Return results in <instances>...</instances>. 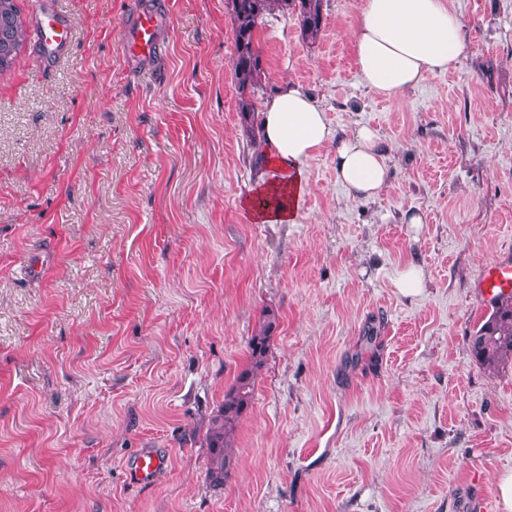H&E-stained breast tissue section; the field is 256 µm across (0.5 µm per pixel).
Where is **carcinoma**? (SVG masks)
Listing matches in <instances>:
<instances>
[{"label":"carcinoma","mask_w":512,"mask_h":512,"mask_svg":"<svg viewBox=\"0 0 512 512\" xmlns=\"http://www.w3.org/2000/svg\"><path fill=\"white\" fill-rule=\"evenodd\" d=\"M234 31V84L238 112L252 147L254 158L261 157L259 103L267 92L268 77L256 35L265 19L277 12L296 16L301 34L316 40L324 23V0H228ZM28 27L16 0H0V48L24 47ZM276 314L269 312L248 341V361L224 394V401L211 419L206 435L210 448L208 479L215 486L224 484L232 466L234 435L255 392V379L263 367ZM477 362L488 372H497L512 363V297L492 307L487 320L471 336Z\"/></svg>","instance_id":"1"}]
</instances>
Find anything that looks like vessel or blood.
I'll use <instances>...</instances> for the list:
<instances>
[{"label": "vessel or blood", "instance_id": "b4317fda", "mask_svg": "<svg viewBox=\"0 0 512 512\" xmlns=\"http://www.w3.org/2000/svg\"><path fill=\"white\" fill-rule=\"evenodd\" d=\"M32 40L43 58L58 61L68 56L73 36L67 17L56 11L53 0H34ZM164 16L150 0H139L121 28L119 46L124 59L139 71L153 69L161 52ZM478 297L484 307L512 294V261L500 259L485 266L478 281ZM169 462L168 456L146 450L129 459L126 475L136 484L153 481Z\"/></svg>", "mask_w": 512, "mask_h": 512}]
</instances>
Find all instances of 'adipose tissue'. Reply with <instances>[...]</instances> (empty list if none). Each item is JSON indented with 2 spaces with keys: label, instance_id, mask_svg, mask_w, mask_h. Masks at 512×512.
Returning <instances> with one entry per match:
<instances>
[{
  "label": "adipose tissue",
  "instance_id": "1",
  "mask_svg": "<svg viewBox=\"0 0 512 512\" xmlns=\"http://www.w3.org/2000/svg\"><path fill=\"white\" fill-rule=\"evenodd\" d=\"M360 81L389 98L454 69L465 47V24L453 0H363L353 33ZM264 168L244 208L261 224L294 223L309 191L304 164L332 147L336 179L352 200L385 187L389 157L371 128L334 135L325 109L287 81L261 107Z\"/></svg>",
  "mask_w": 512,
  "mask_h": 512
}]
</instances>
